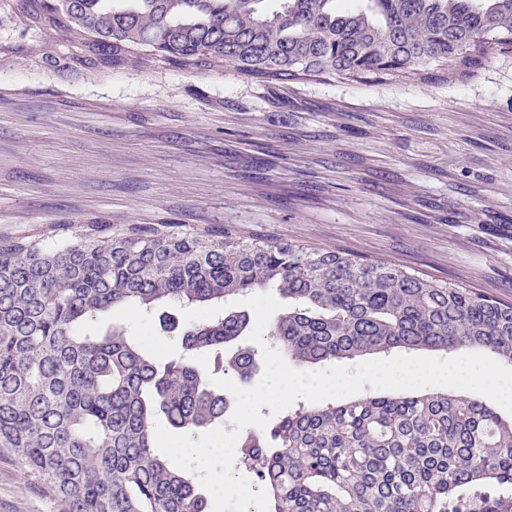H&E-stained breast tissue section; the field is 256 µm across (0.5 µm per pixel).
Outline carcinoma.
<instances>
[{"instance_id":"carcinoma-1","label":"carcinoma","mask_w":512,"mask_h":512,"mask_svg":"<svg viewBox=\"0 0 512 512\" xmlns=\"http://www.w3.org/2000/svg\"><path fill=\"white\" fill-rule=\"evenodd\" d=\"M38 44L93 74L165 65L260 82L464 76L512 52V0H10ZM288 301L267 336L299 366L394 349H480L512 365V304L342 250L168 224H88L49 247L0 240V448L65 512H206L194 476L155 453V420L203 434L232 397L212 360L247 380L260 352L229 304L268 287ZM177 301L225 306L187 323L160 362L101 314ZM237 460L269 512H448L464 490L512 485V420L448 392L301 404L239 436Z\"/></svg>"}]
</instances>
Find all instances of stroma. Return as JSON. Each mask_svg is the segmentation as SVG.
<instances>
[{"label":"stroma","instance_id":"1","mask_svg":"<svg viewBox=\"0 0 512 512\" xmlns=\"http://www.w3.org/2000/svg\"><path fill=\"white\" fill-rule=\"evenodd\" d=\"M215 227L342 249L512 303V52L470 77L261 83L157 67L106 75L0 61V238L59 225ZM146 353L180 305L126 306ZM0 452V512H62Z\"/></svg>","mask_w":512,"mask_h":512}]
</instances>
